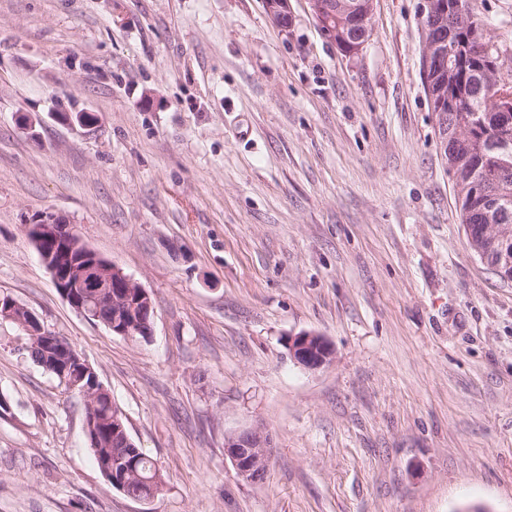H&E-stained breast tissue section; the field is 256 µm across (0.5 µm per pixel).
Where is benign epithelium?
Here are the masks:
<instances>
[{"instance_id":"1","label":"benign epithelium","mask_w":512,"mask_h":512,"mask_svg":"<svg viewBox=\"0 0 512 512\" xmlns=\"http://www.w3.org/2000/svg\"><path fill=\"white\" fill-rule=\"evenodd\" d=\"M435 0H424L422 17L429 19L424 25L427 42V63L436 70L448 62V39L444 37L443 13L434 10ZM267 10L278 26L283 16L290 13L288 0H268ZM492 111L500 120L512 122V93L501 91L493 99ZM28 236L37 254L50 272L60 294L80 313L89 317L93 312L116 306L123 309L122 318L112 322L120 336L131 339L137 335L149 337L152 325L142 327L134 317V308L141 305L150 310V294L127 277L107 259L87 247L66 221L45 212L28 226ZM0 318L18 323L29 335L30 344L57 348L54 362L44 367L57 374L77 370L80 377L69 383L87 404L86 433L94 438L97 433L94 408L100 395L107 390L99 382L93 368L60 337L46 331L35 314L9 296L0 295ZM288 351L295 362L308 370L329 364L332 348L326 339L313 332H301L288 337ZM270 438L260 429L231 432L224 436V454L231 460L238 477L249 483H258L264 476L268 460Z\"/></svg>"}]
</instances>
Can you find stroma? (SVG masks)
Instances as JSON below:
<instances>
[{"mask_svg":"<svg viewBox=\"0 0 512 512\" xmlns=\"http://www.w3.org/2000/svg\"><path fill=\"white\" fill-rule=\"evenodd\" d=\"M422 3L374 0L347 56L306 0L285 30L265 0H0V295L91 365L164 478L112 488L82 400L0 319V512H512V282L467 244ZM470 7L512 68V0ZM46 211L150 294L149 341L61 296L27 235ZM304 331L330 364L292 359ZM248 428L258 484L224 454ZM288 351L295 362L308 370L329 364L332 348L326 339L313 332H301L288 338ZM270 438L260 429L231 432L224 436V454L231 460L238 477L258 483L266 473Z\"/></svg>","mask_w":512,"mask_h":512,"instance_id":"obj_1","label":"stroma"}]
</instances>
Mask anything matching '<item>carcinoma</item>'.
<instances>
[{
    "instance_id": "obj_1",
    "label": "carcinoma",
    "mask_w": 512,
    "mask_h": 512,
    "mask_svg": "<svg viewBox=\"0 0 512 512\" xmlns=\"http://www.w3.org/2000/svg\"><path fill=\"white\" fill-rule=\"evenodd\" d=\"M463 3L467 17L448 12L445 26L448 43L469 45L468 57L448 59V73L421 71L432 111L442 119L448 107V125L438 123L441 139L458 146V165L448 161L457 194L461 223L465 226L471 250L499 251L512 238V126L498 129L496 114L489 111L493 88L503 82L512 90V73H501L499 56L488 41L470 39L472 24L468 19L485 23L469 7L468 0H448V7ZM370 37L369 23L356 24L347 30L348 42L361 44ZM99 439L92 449L96 464H115L112 479L126 485L129 497L145 498L160 494L162 475L156 461L138 447H124V438L112 433V407L105 397L98 399Z\"/></svg>"
}]
</instances>
